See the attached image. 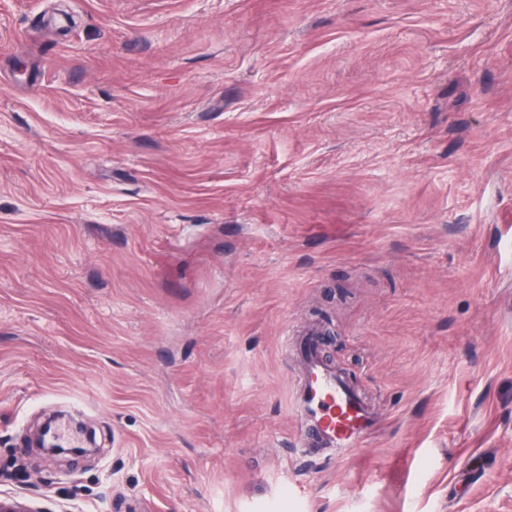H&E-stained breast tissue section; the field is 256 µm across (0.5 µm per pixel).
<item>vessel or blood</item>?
Listing matches in <instances>:
<instances>
[{
    "mask_svg": "<svg viewBox=\"0 0 512 512\" xmlns=\"http://www.w3.org/2000/svg\"><path fill=\"white\" fill-rule=\"evenodd\" d=\"M294 409L301 437H314L318 448L342 455L363 447L375 417L346 382L343 373L326 364L314 340L300 348Z\"/></svg>",
    "mask_w": 512,
    "mask_h": 512,
    "instance_id": "1",
    "label": "vessel or blood"
}]
</instances>
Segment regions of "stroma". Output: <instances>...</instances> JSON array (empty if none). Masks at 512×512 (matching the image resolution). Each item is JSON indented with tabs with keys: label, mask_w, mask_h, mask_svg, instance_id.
I'll use <instances>...</instances> for the list:
<instances>
[{
	"label": "stroma",
	"mask_w": 512,
	"mask_h": 512,
	"mask_svg": "<svg viewBox=\"0 0 512 512\" xmlns=\"http://www.w3.org/2000/svg\"><path fill=\"white\" fill-rule=\"evenodd\" d=\"M509 222L512 0H0V496L512 512ZM311 327L377 418L340 458ZM299 371L294 409L300 437L310 434L318 448L331 449L337 456L363 448L375 417L343 373L324 362L313 339L300 348Z\"/></svg>",
	"instance_id": "stroma-1"
}]
</instances>
